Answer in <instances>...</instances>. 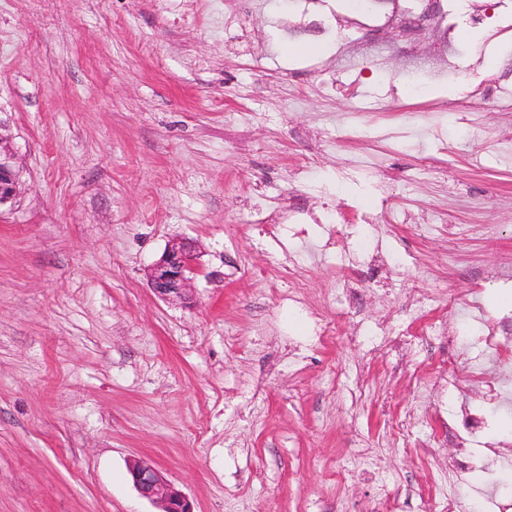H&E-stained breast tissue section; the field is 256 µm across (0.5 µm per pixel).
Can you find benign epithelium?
I'll return each mask as SVG.
<instances>
[{
  "label": "benign epithelium",
  "instance_id": "obj_1",
  "mask_svg": "<svg viewBox=\"0 0 512 512\" xmlns=\"http://www.w3.org/2000/svg\"><path fill=\"white\" fill-rule=\"evenodd\" d=\"M12 160L13 154L4 146L0 135V206L12 202L18 193ZM198 269V257L192 245L184 239H173L151 269V287L165 300L183 299ZM129 474L134 488L143 498L158 505L160 512H194L185 493L168 481L151 460H133Z\"/></svg>",
  "mask_w": 512,
  "mask_h": 512
}]
</instances>
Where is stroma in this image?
Listing matches in <instances>:
<instances>
[{
	"label": "stroma",
	"mask_w": 512,
	"mask_h": 512,
	"mask_svg": "<svg viewBox=\"0 0 512 512\" xmlns=\"http://www.w3.org/2000/svg\"><path fill=\"white\" fill-rule=\"evenodd\" d=\"M443 4L429 35L355 28L354 0H0L20 186L0 207V512H159L138 457L195 512H443L442 481L477 512L512 490L500 372L472 385L481 344L448 307L512 316V85L473 93L512 63V0ZM319 11L321 55L290 53ZM334 221L357 227L340 261L318 249ZM175 238L200 263L184 303L149 283ZM318 318L341 335L320 344ZM463 406L491 415L478 437L448 433ZM134 488L139 494L157 504L159 512H195L185 493L168 481L149 459H134L129 466Z\"/></svg>",
	"instance_id": "obj_1"
}]
</instances>
